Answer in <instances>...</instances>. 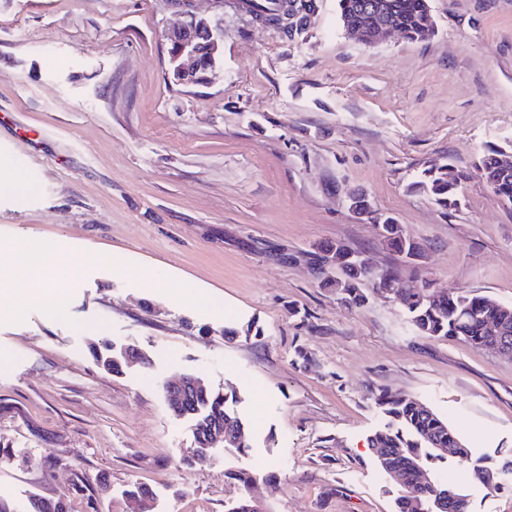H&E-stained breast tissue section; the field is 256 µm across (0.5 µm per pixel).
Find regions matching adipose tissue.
<instances>
[{
  "mask_svg": "<svg viewBox=\"0 0 512 512\" xmlns=\"http://www.w3.org/2000/svg\"><path fill=\"white\" fill-rule=\"evenodd\" d=\"M61 259L56 249L28 241L19 242L12 250L0 251V276L6 281L0 289V317H9L35 304L48 311L63 310L65 295L50 280Z\"/></svg>",
  "mask_w": 512,
  "mask_h": 512,
  "instance_id": "obj_1",
  "label": "adipose tissue"
}]
</instances>
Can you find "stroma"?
<instances>
[{"mask_svg": "<svg viewBox=\"0 0 512 512\" xmlns=\"http://www.w3.org/2000/svg\"><path fill=\"white\" fill-rule=\"evenodd\" d=\"M316 3L292 36L235 0H197L223 55L185 86L169 0H0V159L36 183L0 192V248L24 239L71 258L55 273L64 312L0 319V499L69 490L71 512H126L143 484L153 512H227L246 469L266 512H398L367 443L386 387L470 448L430 465L467 512H512L511 486L471 477L512 460V355L422 335L373 292L346 305L312 263L340 242L407 287L512 305V206L472 172L488 148L512 149V0H429L431 36L375 45L345 33L337 0ZM447 160L469 174L451 212L410 188ZM352 195L423 258L388 248L348 212ZM112 253L127 272L103 263ZM143 267L161 287L134 276ZM184 285L198 303L172 297ZM108 345L145 360L107 370ZM183 374L236 393L247 452L189 464L194 423L164 391ZM356 201L358 204L371 209L370 204L364 197L360 196ZM372 211L375 214V223L380 228L382 238L391 248L412 260L422 257L420 245L407 234L401 224H397L391 216H384L375 210Z\"/></svg>", "mask_w": 512, "mask_h": 512, "instance_id": "stroma-1", "label": "stroma"}]
</instances>
